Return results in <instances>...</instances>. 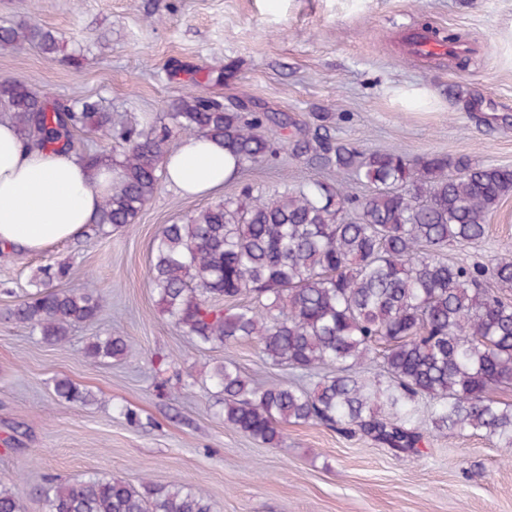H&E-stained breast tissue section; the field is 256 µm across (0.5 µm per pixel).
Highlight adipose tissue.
<instances>
[{
  "label": "adipose tissue",
  "instance_id": "obj_1",
  "mask_svg": "<svg viewBox=\"0 0 512 512\" xmlns=\"http://www.w3.org/2000/svg\"><path fill=\"white\" fill-rule=\"evenodd\" d=\"M168 180L186 195H204L231 176L221 143L184 137L163 160ZM113 169L92 172L73 154L25 147L10 121H0V245L40 251L94 223L112 192Z\"/></svg>",
  "mask_w": 512,
  "mask_h": 512
}]
</instances>
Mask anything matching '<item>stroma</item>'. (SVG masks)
<instances>
[{
    "label": "stroma",
    "mask_w": 512,
    "mask_h": 512,
    "mask_svg": "<svg viewBox=\"0 0 512 512\" xmlns=\"http://www.w3.org/2000/svg\"><path fill=\"white\" fill-rule=\"evenodd\" d=\"M29 18L55 31L64 59L0 46V78L50 99L102 100L114 122L163 113L197 88L230 102L263 100L297 121L331 116L336 136L364 151L441 153L512 167V0H0V23ZM467 33L459 68L411 53L423 26ZM80 52L78 64L67 54ZM234 68V77L212 82ZM278 151L242 181L271 192L327 179ZM162 182L134 227L78 236L36 253L0 247V481L23 512H44L47 477L96 473L140 485L172 481L204 490L214 512H512V452L466 432L427 437L423 456L397 457L361 436L287 424L271 447L228 427L208 380L230 359L258 382L284 375L245 341L208 350L165 315L149 280L153 241L165 224L223 200ZM512 244V193L491 212L486 237L448 250L450 261L490 266ZM65 264L63 289L97 288L104 311L61 345L8 321L47 265ZM124 336L127 356L87 358L92 337ZM167 357L158 374V357ZM67 379L90 401L54 391Z\"/></svg>",
    "instance_id": "1"
}]
</instances>
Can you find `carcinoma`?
I'll list each match as a JSON object with an SVG mask.
<instances>
[{
  "instance_id": "carcinoma-1",
  "label": "carcinoma",
  "mask_w": 512,
  "mask_h": 512,
  "mask_svg": "<svg viewBox=\"0 0 512 512\" xmlns=\"http://www.w3.org/2000/svg\"><path fill=\"white\" fill-rule=\"evenodd\" d=\"M29 43L54 60L57 36L37 21L0 25V44ZM0 105L32 148L71 152L74 133L101 135L112 151L80 156L88 168L118 167L91 231L127 229L167 178L161 162L178 131L214 138L236 171L275 152L268 126L287 132L297 158L346 175L368 189L314 181L265 194L250 184L181 223L166 224L152 247L150 280L170 321L200 348L256 344L264 363L315 377L265 386L231 360L210 381L222 395L224 424L268 445L284 423L311 421L359 433L397 455L422 454L429 431L481 433L512 448V404L491 396L512 386V248L491 267L450 262L445 251L482 239L489 212L512 192V167L466 157L361 151L330 134L327 117L300 124L258 101L230 106L201 91L179 96L171 111L115 126L91 97L52 100L16 78L0 79ZM68 268L48 266L39 289L7 319L51 344L102 310L93 288L63 290L51 282ZM252 304H241L242 296ZM124 337L96 336L85 347L95 361L119 359ZM58 397L87 401L69 380ZM45 512H213L206 493L179 482L135 487L118 478L46 479ZM0 512H21L14 487L0 483Z\"/></svg>"
}]
</instances>
